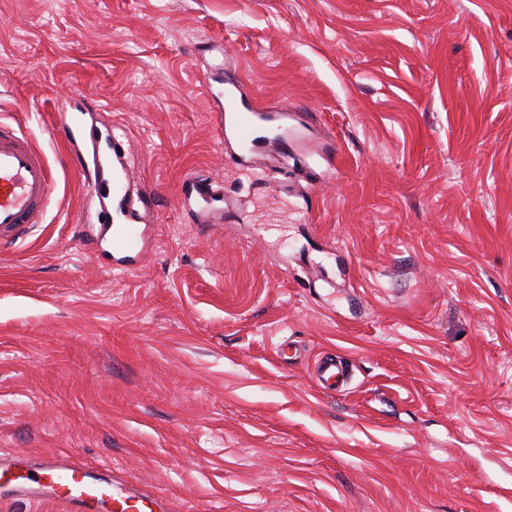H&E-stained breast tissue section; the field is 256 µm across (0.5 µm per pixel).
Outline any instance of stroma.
<instances>
[{"instance_id": "35a3bbf8", "label": "stroma", "mask_w": 512, "mask_h": 512, "mask_svg": "<svg viewBox=\"0 0 512 512\" xmlns=\"http://www.w3.org/2000/svg\"><path fill=\"white\" fill-rule=\"evenodd\" d=\"M218 68L291 112L286 194L220 145ZM62 103L151 202L133 269ZM0 122L56 178L0 244L18 474L169 512H512V0H0ZM315 371L319 386L326 391H336L344 381L343 366L336 357L321 358ZM85 473L84 469L48 463L41 469L34 483L49 489L53 499L57 498L75 510L109 496L112 498L114 512H154L151 506L158 502L156 498L128 493L113 484L105 487L91 483L85 479Z\"/></svg>"}]
</instances>
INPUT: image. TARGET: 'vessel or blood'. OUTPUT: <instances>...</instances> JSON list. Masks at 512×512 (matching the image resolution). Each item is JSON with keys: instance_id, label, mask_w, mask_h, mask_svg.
<instances>
[{"instance_id": "1", "label": "vessel or blood", "mask_w": 512, "mask_h": 512, "mask_svg": "<svg viewBox=\"0 0 512 512\" xmlns=\"http://www.w3.org/2000/svg\"><path fill=\"white\" fill-rule=\"evenodd\" d=\"M224 99L232 103L233 109L223 115L220 139L238 146L240 157H249L273 145L287 146L286 109L274 114L278 117L277 132L269 137L265 130L273 113L266 108L255 109L246 102L240 79L225 80ZM52 181L51 169L28 135L21 128L0 124V240L42 223ZM128 183L125 169L113 170L112 192L118 207L107 232L110 246L118 254L134 252L139 244V230L131 224L123 206ZM316 377L322 389L336 390L344 381L341 361L321 358L316 365ZM37 484L49 489L54 498L70 505L74 512L105 496L111 497L113 512H149L154 503L148 495L132 494L117 485L105 487L89 482L83 469L53 463L41 469Z\"/></svg>"}]
</instances>
